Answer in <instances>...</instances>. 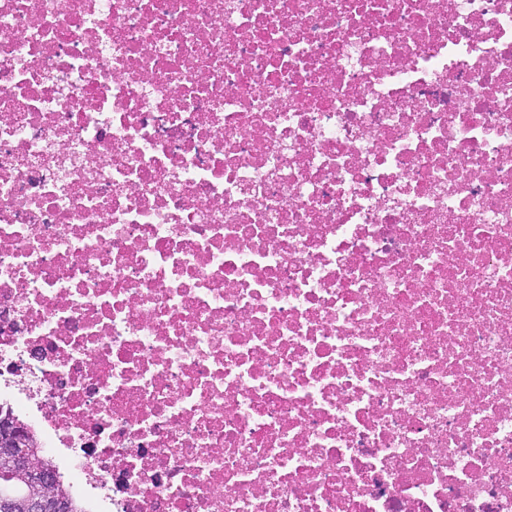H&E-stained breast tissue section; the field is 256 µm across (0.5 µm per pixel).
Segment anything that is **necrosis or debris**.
I'll return each mask as SVG.
<instances>
[{"mask_svg":"<svg viewBox=\"0 0 512 512\" xmlns=\"http://www.w3.org/2000/svg\"><path fill=\"white\" fill-rule=\"evenodd\" d=\"M0 401L87 512H512V0H0Z\"/></svg>","mask_w":512,"mask_h":512,"instance_id":"necrosis-or-debris-1","label":"necrosis or debris"}]
</instances>
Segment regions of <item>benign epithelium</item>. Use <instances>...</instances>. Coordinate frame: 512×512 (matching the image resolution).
<instances>
[{"instance_id": "benign-epithelium-1", "label": "benign epithelium", "mask_w": 512, "mask_h": 512, "mask_svg": "<svg viewBox=\"0 0 512 512\" xmlns=\"http://www.w3.org/2000/svg\"><path fill=\"white\" fill-rule=\"evenodd\" d=\"M21 431L0 433V467L18 475L33 493L23 499L0 496V512H68L67 501L58 494L57 472L40 465L32 449L20 445Z\"/></svg>"}]
</instances>
